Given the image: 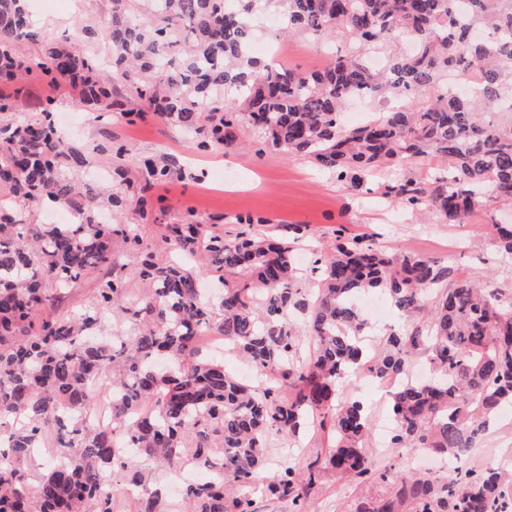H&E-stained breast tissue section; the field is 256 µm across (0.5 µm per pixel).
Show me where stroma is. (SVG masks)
Returning a JSON list of instances; mask_svg holds the SVG:
<instances>
[{"label": "stroma", "instance_id": "stroma-1", "mask_svg": "<svg viewBox=\"0 0 512 512\" xmlns=\"http://www.w3.org/2000/svg\"><path fill=\"white\" fill-rule=\"evenodd\" d=\"M29 9L44 40L23 45V54L41 57L44 41L75 34L82 20L99 32L98 38L88 44L90 51L98 56L106 54L107 0H29ZM268 36L279 39L283 65L298 72L321 68L355 48L341 28L325 38H309L275 26ZM18 86L21 105L17 111L0 113V124L40 116L47 106L52 115L79 118V127L66 131L65 137L73 147L92 152L93 164L99 169L118 168L125 177L134 178L144 158L175 162L176 174L155 183L148 193L154 207L163 212L160 222L140 223L132 211L125 217L126 223L137 226L144 246L159 260L175 258V251L164 241L165 227L181 223L187 212H194L202 222H213L215 232L227 238L235 237L240 230L236 216L249 215L256 220L253 230L257 233L281 235L288 225L301 226L304 240L297 244L295 254L305 269L312 266V248L334 242L337 231L349 237L366 233L372 235L376 246L435 258L452 268L455 279L479 280L512 294V258L501 257L491 227L495 220L512 222V205L488 196L467 223L451 224L435 212L395 205L384 196V184L396 179L419 180L447 172L448 164L442 158L432 156L406 166L383 168L362 191L355 192L309 159L260 151L256 135L248 130L241 133L242 147L212 155L198 151L192 136L152 110H144L136 122L130 123L120 113L100 117L79 105L77 90L67 84L22 80ZM115 140L131 148L119 160L111 159L108 153ZM345 395L363 402L370 410L372 429L366 451L382 477L359 482L326 476L309 490L307 512H376L401 474L408 471L443 481L444 472L426 449L409 448L397 453L381 440L378 425L389 416L386 399L358 382L349 385ZM327 446L326 435L317 430L295 439L274 435L268 440L267 466L273 471L286 461L303 471L310 463L324 461ZM462 466L479 471L492 467L512 471V409L499 414Z\"/></svg>", "mask_w": 512, "mask_h": 512}]
</instances>
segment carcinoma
I'll use <instances>...</instances> for the list:
<instances>
[{"mask_svg":"<svg viewBox=\"0 0 512 512\" xmlns=\"http://www.w3.org/2000/svg\"><path fill=\"white\" fill-rule=\"evenodd\" d=\"M112 67L125 81L115 92L100 76L101 61L76 40L52 46L33 63L20 46L40 31L28 0H0V81H67L79 102L130 121L144 102L165 121L196 138L203 151L238 144L241 131L258 132L262 149L310 159L354 191L388 164L414 163L430 154L448 159V175L429 183L410 179L387 187L400 202L463 224L489 187L512 204V119L487 122L489 112L512 114V0H145L139 17L127 0H109ZM274 4L288 29L318 38L341 27L359 51L324 68L297 73L260 65L248 51L252 18ZM407 31L410 54L393 53L375 72L361 51L391 43ZM469 76L460 95L442 77ZM429 95L361 126L341 123L354 97ZM92 156L68 148L51 122L25 118L0 125V189L11 201L65 208L73 224H33L0 202V512H114L104 474L138 490L137 512H163L152 488L155 461L172 472L201 470L184 486L186 512H253V495L266 461L268 436L298 437L314 427L332 445L326 466L303 473L285 463L267 486L296 506L326 471L352 480L378 476L365 452L368 409L344 397L343 385L364 373L390 381L406 376L418 355L430 378L391 391L394 448H427L446 460L468 457L493 417L512 407V297L470 282L448 284L452 270L411 253L384 252L370 236L342 238L318 251L316 293L296 288L302 273L293 237L257 235L252 222L231 241L207 233L188 217L165 225V240L183 257L205 254L224 292L202 297L193 269L162 263L130 224H103L105 207L136 199L139 218L159 221L145 196L170 179L174 164L143 160L139 179L104 193L75 173ZM499 248L512 255V224L496 225ZM135 258L118 262L115 244ZM98 278L92 302L72 315L41 322L35 312L86 276ZM143 288L132 295L127 277ZM383 294L409 320L386 345L369 353L366 322L352 297ZM125 333H105L106 316ZM205 332L224 337L245 359L257 383L242 380L209 356ZM112 403V430L84 416L93 386L103 379ZM55 439V463L37 478L35 450ZM506 476L488 469H457L437 487L405 474L393 498L377 512H505Z\"/></svg>","mask_w":512,"mask_h":512,"instance_id":"carcinoma-1","label":"carcinoma"}]
</instances>
